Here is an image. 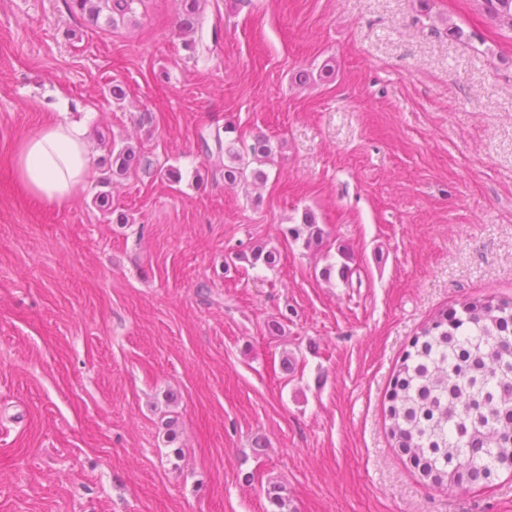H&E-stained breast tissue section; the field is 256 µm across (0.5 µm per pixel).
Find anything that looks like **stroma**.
<instances>
[{
  "mask_svg": "<svg viewBox=\"0 0 512 512\" xmlns=\"http://www.w3.org/2000/svg\"><path fill=\"white\" fill-rule=\"evenodd\" d=\"M179 10L0 0V512H270L274 484L288 512H512L510 474L421 481L384 413L440 309L512 297V30L477 0H201L188 35ZM65 119L92 166L60 209L13 157ZM227 126L270 140L264 183L208 164ZM126 145L152 170L111 176ZM258 245L280 264L225 267ZM341 245L352 282H324ZM71 13L80 15L94 25L101 20L105 26L115 27L134 16L145 0H67ZM288 234L296 241L302 239L306 248H312L323 244L326 233L321 225L317 224L314 213L307 211L302 215L301 224L289 227Z\"/></svg>",
  "mask_w": 512,
  "mask_h": 512,
  "instance_id": "1",
  "label": "stroma"
}]
</instances>
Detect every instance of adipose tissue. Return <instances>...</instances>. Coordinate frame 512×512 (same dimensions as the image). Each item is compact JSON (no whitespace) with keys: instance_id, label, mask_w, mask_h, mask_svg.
<instances>
[{"instance_id":"1","label":"adipose tissue","mask_w":512,"mask_h":512,"mask_svg":"<svg viewBox=\"0 0 512 512\" xmlns=\"http://www.w3.org/2000/svg\"><path fill=\"white\" fill-rule=\"evenodd\" d=\"M88 127L56 122L22 140L15 169L24 189L40 201L65 207L85 186L90 172Z\"/></svg>"}]
</instances>
